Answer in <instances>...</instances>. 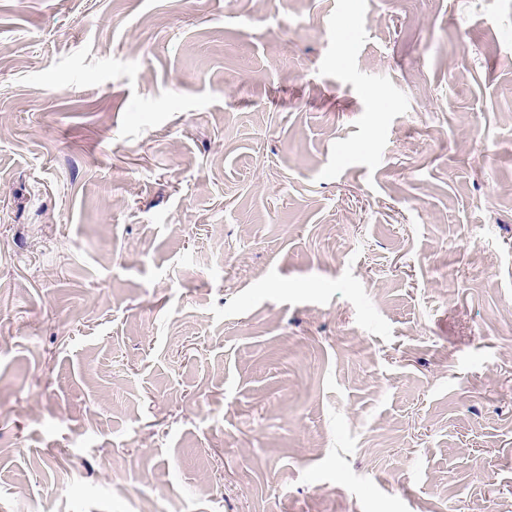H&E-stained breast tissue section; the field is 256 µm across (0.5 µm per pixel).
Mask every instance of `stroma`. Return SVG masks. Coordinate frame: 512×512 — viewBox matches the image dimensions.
<instances>
[{
	"mask_svg": "<svg viewBox=\"0 0 512 512\" xmlns=\"http://www.w3.org/2000/svg\"><path fill=\"white\" fill-rule=\"evenodd\" d=\"M0 512H512V0H0Z\"/></svg>",
	"mask_w": 512,
	"mask_h": 512,
	"instance_id": "obj_1",
	"label": "stroma"
}]
</instances>
